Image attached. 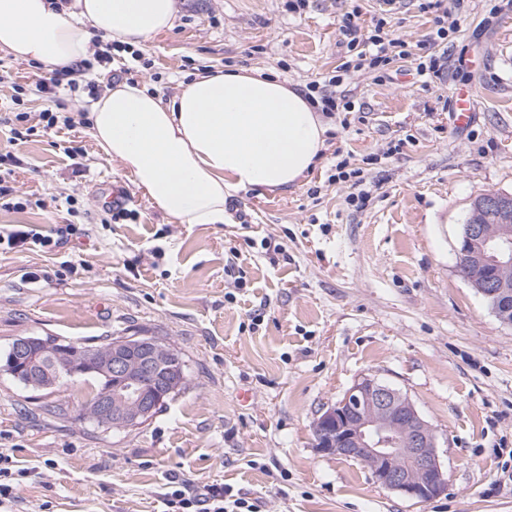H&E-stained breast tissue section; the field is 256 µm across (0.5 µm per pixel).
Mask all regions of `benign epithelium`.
<instances>
[{"label": "benign epithelium", "instance_id": "7a95c632", "mask_svg": "<svg viewBox=\"0 0 512 512\" xmlns=\"http://www.w3.org/2000/svg\"><path fill=\"white\" fill-rule=\"evenodd\" d=\"M473 219L463 224L457 264L469 266L468 281L497 318L511 325L512 195L490 191L477 198ZM173 348L148 336H120L98 350L77 349L58 339L20 336L0 360V369L36 390L55 387L61 364L73 376L101 379L81 415L101 427L125 430L152 418L160 402L179 387ZM321 451L358 460L379 487L427 502L447 486L434 427L403 392L374 378L358 380L313 425Z\"/></svg>", "mask_w": 512, "mask_h": 512}]
</instances>
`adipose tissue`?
Wrapping results in <instances>:
<instances>
[{"label":"adipose tissue","instance_id":"1","mask_svg":"<svg viewBox=\"0 0 512 512\" xmlns=\"http://www.w3.org/2000/svg\"><path fill=\"white\" fill-rule=\"evenodd\" d=\"M174 0H0V50L48 70L88 57L93 34L131 47L172 28ZM91 135L172 221L220 224L232 193L296 185L326 127L279 79L201 72L171 99L123 82L92 103Z\"/></svg>","mask_w":512,"mask_h":512}]
</instances>
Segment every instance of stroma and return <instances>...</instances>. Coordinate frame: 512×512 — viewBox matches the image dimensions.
I'll list each match as a JSON object with an SVG mask.
<instances>
[{"label": "stroma", "mask_w": 512, "mask_h": 512, "mask_svg": "<svg viewBox=\"0 0 512 512\" xmlns=\"http://www.w3.org/2000/svg\"><path fill=\"white\" fill-rule=\"evenodd\" d=\"M422 2L308 0L295 13L288 0H176L173 28L142 45L148 65L131 77L167 99L209 68L301 91L344 61L347 12L359 9L366 29L387 14L414 43L432 27ZM495 3L466 0L442 78L403 61L382 82L354 73L355 110L329 117L314 168L288 188L235 193L222 224L171 222L89 124L22 140L0 127V166L31 201L0 209V225L85 231L48 254L0 253V353L18 336L100 345L147 335L174 347L187 374L161 411L120 433L79 419L94 381L47 394L0 374V448L30 471L12 512H164L175 482L229 484L267 512H512V325L456 270L473 202L512 194V10L490 16ZM0 59V110L89 112L85 92L42 96L41 66ZM458 88L475 99L465 127L446 107ZM340 155L363 170L365 208L330 179ZM115 185L132 212L119 222L106 205ZM51 198L56 207H36ZM267 238L284 257L270 261ZM366 376L406 393L435 427L439 497L406 500L360 462L316 448L319 411Z\"/></svg>", "instance_id": "35a3bbf8"}]
</instances>
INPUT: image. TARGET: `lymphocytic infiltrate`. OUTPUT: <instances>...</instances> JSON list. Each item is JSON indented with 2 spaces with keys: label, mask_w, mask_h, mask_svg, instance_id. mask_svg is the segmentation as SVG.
Here are the masks:
<instances>
[{
  "label": "lymphocytic infiltrate",
  "mask_w": 512,
  "mask_h": 512,
  "mask_svg": "<svg viewBox=\"0 0 512 512\" xmlns=\"http://www.w3.org/2000/svg\"><path fill=\"white\" fill-rule=\"evenodd\" d=\"M463 0H427L434 14L433 27L426 39L417 43L393 37L386 17H378L370 29H361L358 11L344 15L342 32L347 39L349 58L338 66L326 84L307 83L305 97L327 114L353 112L355 104L349 99L345 87L353 73L365 70L376 81H384L392 63L408 60L415 64L419 76L438 78L447 63L445 48L448 39L461 26ZM91 59L80 61L69 70L71 88H84L89 96L99 97L101 88L92 78L95 66L109 64L115 43L94 38ZM77 225L69 224L56 234L42 233L33 224L0 226V250L54 251L61 239L77 235ZM167 512H264V504L257 499L242 496L227 485H207L202 490L188 487L174 489L165 495Z\"/></svg>",
  "instance_id": "lymphocytic-infiltrate-1"
}]
</instances>
